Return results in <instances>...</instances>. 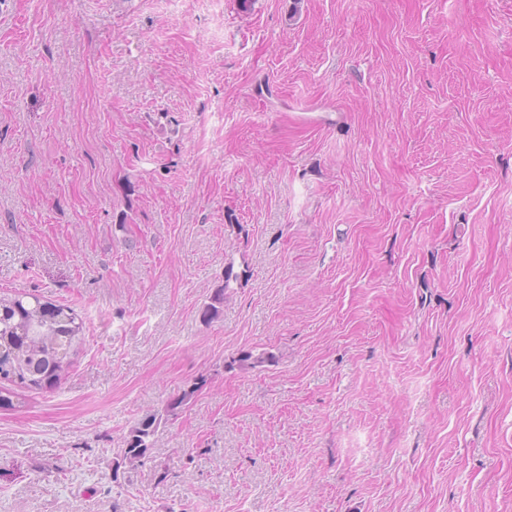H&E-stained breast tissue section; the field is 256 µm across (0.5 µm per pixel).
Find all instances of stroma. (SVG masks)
Here are the masks:
<instances>
[{
  "instance_id": "1",
  "label": "stroma",
  "mask_w": 512,
  "mask_h": 512,
  "mask_svg": "<svg viewBox=\"0 0 512 512\" xmlns=\"http://www.w3.org/2000/svg\"><path fill=\"white\" fill-rule=\"evenodd\" d=\"M250 2L0 0V512H512V0ZM83 331L82 317L69 306L27 293L0 298V407L20 406L7 386L56 388L83 343ZM157 417L146 415L133 425L125 439V447L121 448L123 459L134 467L143 464L154 448V435L157 428Z\"/></svg>"
}]
</instances>
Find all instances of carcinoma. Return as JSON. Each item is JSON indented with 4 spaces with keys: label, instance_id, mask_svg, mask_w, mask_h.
<instances>
[{
    "label": "carcinoma",
    "instance_id": "1",
    "mask_svg": "<svg viewBox=\"0 0 512 512\" xmlns=\"http://www.w3.org/2000/svg\"><path fill=\"white\" fill-rule=\"evenodd\" d=\"M233 270L224 271V287L203 310V320L219 315ZM84 321L74 309L43 301L32 294L0 298V407L15 408L12 388L52 390L71 366V357L83 343ZM204 381L183 390L169 405V412L187 405ZM157 417L147 415L133 425L121 449L123 459L134 467L143 464L154 448Z\"/></svg>",
    "mask_w": 512,
    "mask_h": 512
}]
</instances>
